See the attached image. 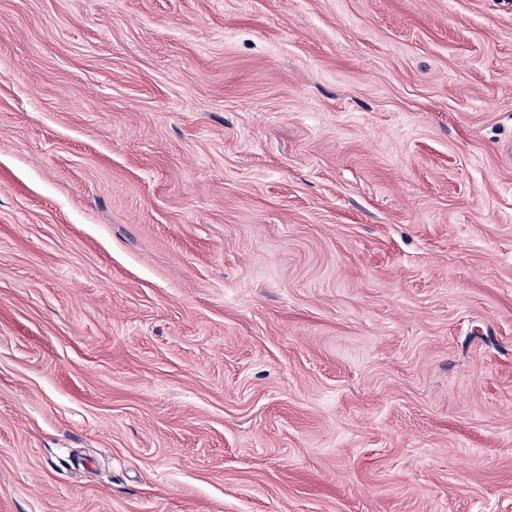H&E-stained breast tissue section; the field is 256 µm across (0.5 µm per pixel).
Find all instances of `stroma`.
<instances>
[{
  "mask_svg": "<svg viewBox=\"0 0 512 512\" xmlns=\"http://www.w3.org/2000/svg\"><path fill=\"white\" fill-rule=\"evenodd\" d=\"M0 512H512V0H0Z\"/></svg>",
  "mask_w": 512,
  "mask_h": 512,
  "instance_id": "obj_1",
  "label": "stroma"
}]
</instances>
